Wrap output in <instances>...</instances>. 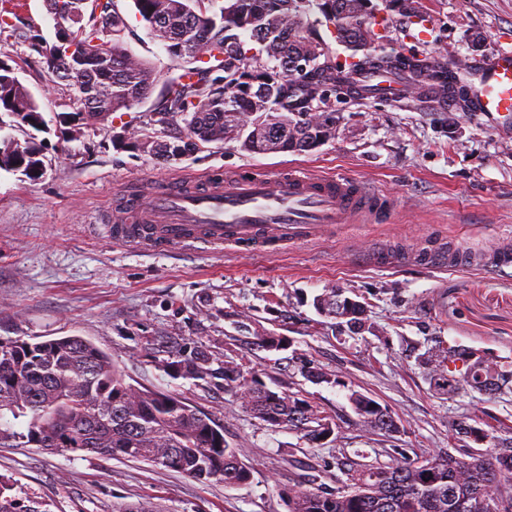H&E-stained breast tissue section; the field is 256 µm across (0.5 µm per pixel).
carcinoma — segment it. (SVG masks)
Returning a JSON list of instances; mask_svg holds the SVG:
<instances>
[{"label":"carcinoma","instance_id":"obj_1","mask_svg":"<svg viewBox=\"0 0 512 512\" xmlns=\"http://www.w3.org/2000/svg\"><path fill=\"white\" fill-rule=\"evenodd\" d=\"M402 0H224L217 11L205 0H133L141 20L161 42L180 73L169 79L153 112L164 125L171 118L185 133L152 140L135 133L121 144L166 163L179 160L177 151H198L205 144L238 142L253 154L309 153L336 135L341 115L323 91L346 84L355 98L371 93L355 86L336 61L318 27L324 26L360 71L403 77L410 90L424 96V82L455 100L467 111L472 100L458 75V63L430 69V59L406 54L381 41L376 13L415 23V9ZM47 12L67 24L62 41L43 44L40 29L18 33L22 41L46 58L49 75L74 90L77 109L86 112L87 126L130 110L149 97L155 71L124 42L127 23L115 0H45ZM315 7L317 25L307 22ZM311 58L303 75L291 65ZM0 113L22 131L44 124L39 106L16 75L0 70ZM44 162L32 141L9 147L0 139V169L37 177ZM317 310L350 332L365 329L363 304L332 288L314 299ZM460 346L438 345L422 355L421 364L437 390L454 377L449 362L465 357L463 382L487 394L512 388V371ZM178 376L206 381L240 376L237 364L215 365L205 350L180 353L168 363ZM239 397L249 412L273 428L296 430L309 441L319 440L333 419L310 402L270 389L261 379L239 384ZM365 427L392 434L397 421L374 399L349 397ZM490 460L459 459L452 454L423 455L416 462L343 468L346 479L336 492L292 490L289 512H488L503 494L512 495V437L497 438ZM35 446L71 454L92 453L147 461L197 480L216 479L243 485L250 471L242 451L224 440V431L173 394L140 390L127 383L112 364V355L81 336L30 342L0 338V448ZM0 512H48L4 495Z\"/></svg>","mask_w":512,"mask_h":512}]
</instances>
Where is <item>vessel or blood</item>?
I'll return each instance as SVG.
<instances>
[{
  "instance_id": "obj_1",
  "label": "vessel or blood",
  "mask_w": 512,
  "mask_h": 512,
  "mask_svg": "<svg viewBox=\"0 0 512 512\" xmlns=\"http://www.w3.org/2000/svg\"><path fill=\"white\" fill-rule=\"evenodd\" d=\"M468 67L474 79L476 112L512 115V45L498 46L490 57L475 58ZM360 83L400 100L403 82L362 74ZM394 203L348 176L316 174L291 167L274 175L213 173L124 188L103 230L117 243L148 251L173 247L191 251L207 245H227L274 251L290 243L309 242L334 232L340 224H383ZM422 265H462L463 252H429L416 257Z\"/></svg>"
}]
</instances>
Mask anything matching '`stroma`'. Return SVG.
<instances>
[{
  "label": "stroma",
  "instance_id": "35a3bbf8",
  "mask_svg": "<svg viewBox=\"0 0 512 512\" xmlns=\"http://www.w3.org/2000/svg\"><path fill=\"white\" fill-rule=\"evenodd\" d=\"M431 38L407 42L405 24L387 35L397 49L467 59L512 40V0H423ZM117 7L130 27L128 48L150 61L158 82L178 69L140 20L133 0ZM19 28H41L54 41L44 0H0ZM481 35L472 50L473 35ZM0 62L32 93L46 128L16 132L40 144L39 177L0 169V337L41 341L78 335L111 353L126 382L173 393L224 430L242 449L249 483L199 481L145 462L40 448H0V483L45 503L49 512H288V490L317 475L335 491L336 465L413 461L425 453L491 457L490 443L459 434L457 424L512 428V389L488 397L466 385L437 394L420 365L435 339L512 366V266L434 268L410 257L441 246L473 254L512 242V137L473 112L369 98L339 105L334 139L310 153L251 154L238 143L208 144L164 163L120 146L126 126L142 137L162 127L145 101L120 119L62 135L59 115L73 94L52 80L41 53L0 34ZM298 166L347 174L393 197L387 224H348L336 236L276 252L226 247L221 252L172 248L147 251L105 238L98 225L126 181L160 182L179 173H266ZM391 252V263L378 256ZM332 288L364 303L369 330L339 331L318 312L316 296ZM286 337V352H269L257 336ZM202 348L259 375L272 390L308 400L334 420L320 444L273 428L242 404L233 383L194 382L170 374L167 361ZM326 372L330 381L308 378ZM358 392L391 412L400 430L367 429L349 401Z\"/></svg>",
  "mask_w": 512,
  "mask_h": 512
}]
</instances>
